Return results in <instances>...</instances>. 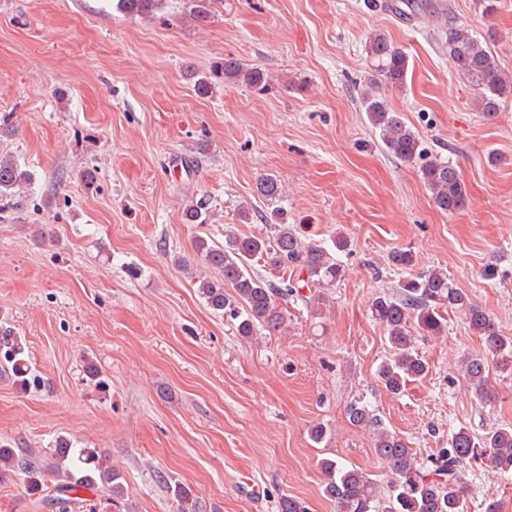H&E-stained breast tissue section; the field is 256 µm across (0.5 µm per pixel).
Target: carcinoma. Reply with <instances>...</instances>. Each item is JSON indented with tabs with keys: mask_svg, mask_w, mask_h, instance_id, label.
Returning a JSON list of instances; mask_svg holds the SVG:
<instances>
[{
	"mask_svg": "<svg viewBox=\"0 0 512 512\" xmlns=\"http://www.w3.org/2000/svg\"><path fill=\"white\" fill-rule=\"evenodd\" d=\"M165 0H118L119 9L133 17L146 19L164 7ZM223 0H188V16L199 25L210 22L216 6ZM442 45L458 73L478 87L479 109L492 119L500 111L507 94L512 93V78L504 73L482 42L467 28L448 19L441 27ZM367 57L380 77L391 85L404 84L409 60L381 33L373 35ZM214 77L226 85L244 83L256 89L268 86L265 73L247 68L237 58L227 56ZM361 106L372 127L379 130L382 143L394 158L417 166L432 193L436 206L449 213L460 209L467 198L465 184L450 161L434 153L405 121L404 114L392 110L380 95L365 93ZM30 174L21 169L11 152L0 150V200H9L30 184ZM259 194L277 200L278 180L264 177L257 185ZM272 235L259 237L224 235V245L201 240L198 249L205 263L222 272L219 279H202L198 292L218 315L234 323L238 335L250 338L259 329L276 330L285 316L278 301L302 297L300 287L332 288L343 276L338 253L348 250L349 241L336 237L328 248L308 241L290 224H272ZM281 272L277 281L266 280L253 270L254 260ZM391 264L406 273L391 295L376 298L373 318L384 328L392 355L378 372L379 382L391 394L399 395L410 382L426 376L428 363L415 347V336H436L447 331L441 311H460L468 328L480 337L484 353L465 360V377L480 397H489L488 360L500 372L512 374V336H506L494 319L440 269L415 270V254L398 248L389 255ZM306 274L294 280L288 272ZM0 367L10 370L16 382L25 387L38 378L31 377L24 347L11 327L0 321ZM351 422L368 426L374 433V451L389 473L387 497H377L367 475L335 461L322 462L324 492L336 503V512H463L468 487L463 479L465 465L477 459L504 472L512 470V426L503 425L476 434L462 426L448 435V447L438 449L432 468L416 460L413 448L357 398L347 408ZM19 472L29 491L42 495L45 506L55 512H70L80 489L95 490L106 496L114 512H121L124 487L116 470L104 465L97 452L74 448L61 438L47 451L29 449L18 454L0 444V475ZM173 495L178 512H197V502L184 486L175 485Z\"/></svg>",
	"mask_w": 512,
	"mask_h": 512,
	"instance_id": "carcinoma-1",
	"label": "carcinoma"
}]
</instances>
